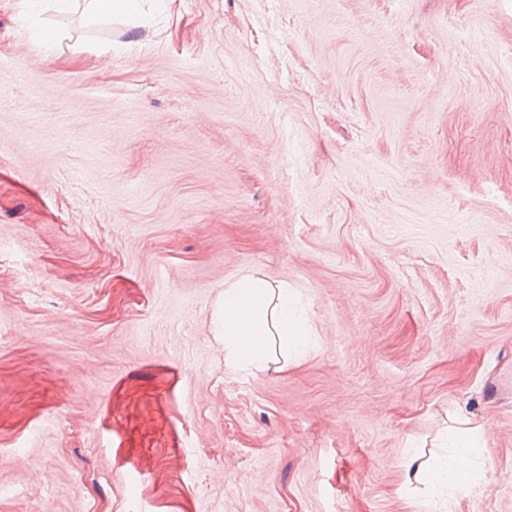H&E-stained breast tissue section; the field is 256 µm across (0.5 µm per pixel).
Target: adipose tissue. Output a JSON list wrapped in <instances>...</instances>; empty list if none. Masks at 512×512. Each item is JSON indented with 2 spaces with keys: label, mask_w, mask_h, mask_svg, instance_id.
I'll list each match as a JSON object with an SVG mask.
<instances>
[{
  "label": "adipose tissue",
  "mask_w": 512,
  "mask_h": 512,
  "mask_svg": "<svg viewBox=\"0 0 512 512\" xmlns=\"http://www.w3.org/2000/svg\"><path fill=\"white\" fill-rule=\"evenodd\" d=\"M220 324L224 363L243 371L267 363L278 347L304 352L310 334L309 325L293 313L287 289L250 275L225 288Z\"/></svg>",
  "instance_id": "ef3b65f1"
}]
</instances>
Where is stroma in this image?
<instances>
[{"instance_id": "35a3bbf8", "label": "stroma", "mask_w": 512, "mask_h": 512, "mask_svg": "<svg viewBox=\"0 0 512 512\" xmlns=\"http://www.w3.org/2000/svg\"><path fill=\"white\" fill-rule=\"evenodd\" d=\"M0 0V512H512V0ZM250 274L306 355L224 365ZM22 19L28 23V28L31 32L32 38L39 43L46 45L48 48L50 44L56 38V32L53 35L48 33V30H44L34 22V17L39 15L46 7L44 0H25L23 2ZM142 0H89L92 12H107L135 21L141 14ZM448 448H468L467 455L458 456L455 460V470L462 475L468 469L470 457H481L485 446L472 428H465L459 433L448 432ZM406 474L408 481H416L422 485L424 490L434 487L436 484L448 481L447 468H430L420 461L416 454L409 455L406 463Z\"/></svg>"}]
</instances>
